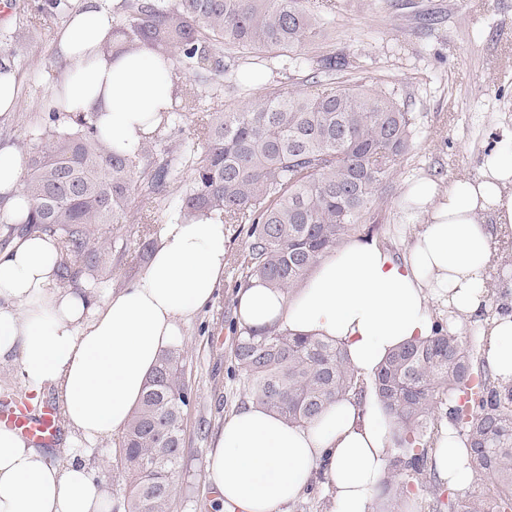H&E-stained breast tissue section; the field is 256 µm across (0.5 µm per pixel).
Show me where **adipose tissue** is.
Instances as JSON below:
<instances>
[{
    "instance_id": "adipose-tissue-1",
    "label": "adipose tissue",
    "mask_w": 512,
    "mask_h": 512,
    "mask_svg": "<svg viewBox=\"0 0 512 512\" xmlns=\"http://www.w3.org/2000/svg\"><path fill=\"white\" fill-rule=\"evenodd\" d=\"M112 17L105 0H85L61 34L69 64L60 85L68 111L94 114L117 150L136 154L169 108L172 72L148 51L114 61L100 44ZM24 158L0 149L6 219L32 208L19 188ZM407 213L417 230L406 255L352 237L323 255L294 292L259 280L238 292L237 316L257 331L288 330L341 345L363 380L400 345L430 336L435 307L448 324L490 318L485 358L512 380V313L491 310L490 291L512 288V264L492 276L501 237L512 231V137L485 156L477 175L438 191L414 184ZM224 224L164 225L160 244L128 288L99 300L56 287L59 252L48 235L16 238L0 250V360L17 356L32 390L53 385L70 428L87 439L120 434L178 324L203 309L224 280ZM394 420L373 395L328 406L308 425L288 422L253 400L227 417L206 456L207 483L223 512H284L323 469L330 512H376L392 455ZM442 483L473 482L457 435L436 443ZM81 453L52 462L42 448L0 425V512H111Z\"/></svg>"
}]
</instances>
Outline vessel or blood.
Masks as SVG:
<instances>
[{
    "label": "vessel or blood",
    "instance_id": "vessel-or-blood-1",
    "mask_svg": "<svg viewBox=\"0 0 512 512\" xmlns=\"http://www.w3.org/2000/svg\"><path fill=\"white\" fill-rule=\"evenodd\" d=\"M0 425L11 427L25 438L44 446H54L61 436V416L56 405L43 402L1 400Z\"/></svg>",
    "mask_w": 512,
    "mask_h": 512
}]
</instances>
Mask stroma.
<instances>
[{"instance_id":"1","label":"stroma","mask_w":512,"mask_h":512,"mask_svg":"<svg viewBox=\"0 0 512 512\" xmlns=\"http://www.w3.org/2000/svg\"><path fill=\"white\" fill-rule=\"evenodd\" d=\"M328 46L363 57L367 85L392 89L418 115L413 151L386 184L383 202L364 227L396 254L408 248L411 229L402 213L411 185L426 180L446 187L450 177L477 173L484 155L512 134V0H334ZM68 14L41 25L20 23L17 14L0 19V64L17 77L12 111L0 114V148L26 152L37 145L42 104L63 77L58 34ZM153 225L110 224L115 252H98L95 270L75 287L104 295L132 284L149 262L140 253L144 238L159 239L173 204L144 201ZM247 227H230L224 282L213 301L182 323L181 349L194 402L184 414L177 492L169 512H218L206 483L207 450L225 417L243 402L231 348L240 332L236 292L244 277L240 260ZM92 447L88 461L98 483L112 493V512H125V483L112 468V440L88 441L64 429L49 455L65 461L72 449Z\"/></svg>"}]
</instances>
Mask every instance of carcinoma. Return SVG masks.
Returning a JSON list of instances; mask_svg holds the SVG:
<instances>
[{"label":"carcinoma","instance_id":"carcinoma-1","mask_svg":"<svg viewBox=\"0 0 512 512\" xmlns=\"http://www.w3.org/2000/svg\"><path fill=\"white\" fill-rule=\"evenodd\" d=\"M333 0H115L114 60L141 50L194 78L161 124L195 119L197 140L178 141L160 160L148 149L116 152L92 116L48 101L42 145L28 153L23 192L29 233L57 237L58 277L75 282L90 247L109 251L104 224H126L138 200L175 192V217L247 224L245 280L300 285L319 256L357 232L383 202L381 190L414 147L415 113L395 91L369 89L358 56L323 50ZM252 57L289 72L303 88L278 87L240 107L196 111L194 84L234 88ZM191 171L182 187L181 168ZM482 343L448 330L410 341L381 365L373 389L395 418L394 455L380 512H404L410 491L429 512H512V382H503ZM245 396L297 423L339 397L364 392L344 350L315 336L243 328L232 348ZM193 402L182 350L162 354L125 431L115 467L128 512H168L176 492L184 412ZM469 445L473 489L441 486L429 457L443 424Z\"/></svg>","mask_w":512,"mask_h":512}]
</instances>
